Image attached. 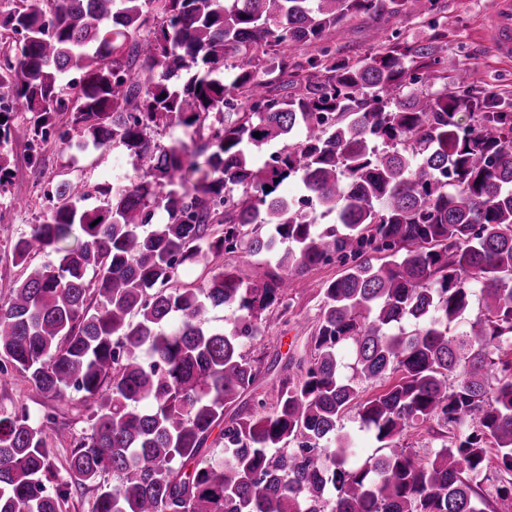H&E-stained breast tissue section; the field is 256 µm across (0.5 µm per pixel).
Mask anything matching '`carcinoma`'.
Wrapping results in <instances>:
<instances>
[{"mask_svg":"<svg viewBox=\"0 0 512 512\" xmlns=\"http://www.w3.org/2000/svg\"><path fill=\"white\" fill-rule=\"evenodd\" d=\"M46 2L0 10L17 36L0 136L26 141L34 166L66 113L135 174L99 186L94 206L79 180L46 192L50 216L11 259L56 260L0 306V386L17 371L78 396L91 433L68 466L98 490L92 512H484L476 478L491 462L487 506L512 507V112L473 94L468 68L456 91H430L441 45L383 43L351 62L324 44L350 16L426 17L437 0ZM172 123L193 129V150L152 139ZM273 141L283 151L256 165ZM290 176L336 224L275 194ZM221 252L274 267L259 281L209 267ZM332 262L308 349L283 364L245 354L288 314L294 279ZM187 263L208 278L180 283ZM218 307L238 313L231 327L209 324ZM352 409L379 443L362 461L337 434ZM425 422L439 427L430 456L401 443ZM51 432L52 415L0 418V512H61Z\"/></svg>","mask_w":512,"mask_h":512,"instance_id":"cac0c4a2","label":"carcinoma"}]
</instances>
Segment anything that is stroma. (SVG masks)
Here are the masks:
<instances>
[{"mask_svg":"<svg viewBox=\"0 0 512 512\" xmlns=\"http://www.w3.org/2000/svg\"><path fill=\"white\" fill-rule=\"evenodd\" d=\"M495 0H439L442 19L439 26L405 15L392 18L381 26L372 16L359 14L348 19L327 40L339 58L359 59L370 54L385 38L397 37L400 43L437 42L444 47V69L454 73L461 66L476 72V87L494 95L503 110L512 112V58L497 56L490 47L486 20ZM0 152L11 158L10 177L0 186V304L9 294L8 286L24 279L29 267L53 262L52 254H33L29 266L15 265L8 248L27 233L31 225L46 219L51 208L45 197L47 190L66 179H79L90 186L123 182L132 173L134 162L123 148H97L81 145L76 135L67 139L51 136L41 149L39 165H31L25 142L0 140ZM338 265L320 266L296 279L291 290L293 307L287 322L272 319L263 324L260 335L245 342L250 354L267 358L299 354L311 336L320 312L319 290L335 278ZM27 407L32 418L54 415L60 432L48 440L53 449L51 462L61 479L69 483V494L61 512H91L96 490L68 480V456L74 439L89 432L87 413L78 400L53 399L41 392L21 374H14L9 384L0 387V417L12 415L19 407Z\"/></svg>","mask_w":512,"mask_h":512,"instance_id":"35a3bbf8","label":"stroma"}]
</instances>
